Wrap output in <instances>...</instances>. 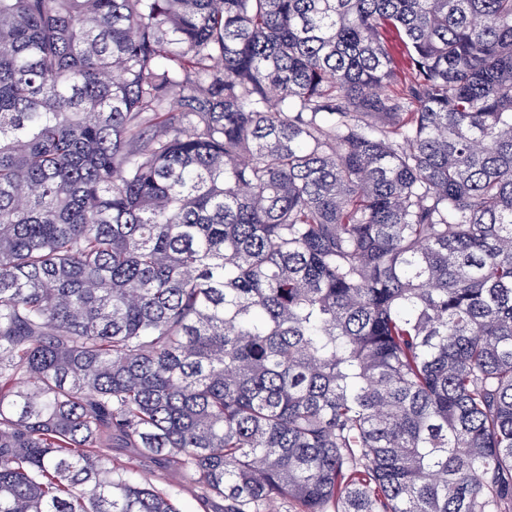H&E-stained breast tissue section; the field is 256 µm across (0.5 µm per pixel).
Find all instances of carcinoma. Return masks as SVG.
I'll return each mask as SVG.
<instances>
[{"label":"carcinoma","mask_w":512,"mask_h":512,"mask_svg":"<svg viewBox=\"0 0 512 512\" xmlns=\"http://www.w3.org/2000/svg\"><path fill=\"white\" fill-rule=\"evenodd\" d=\"M114 446L512 512V0H0V512H180Z\"/></svg>","instance_id":"cac0c4a2"}]
</instances>
